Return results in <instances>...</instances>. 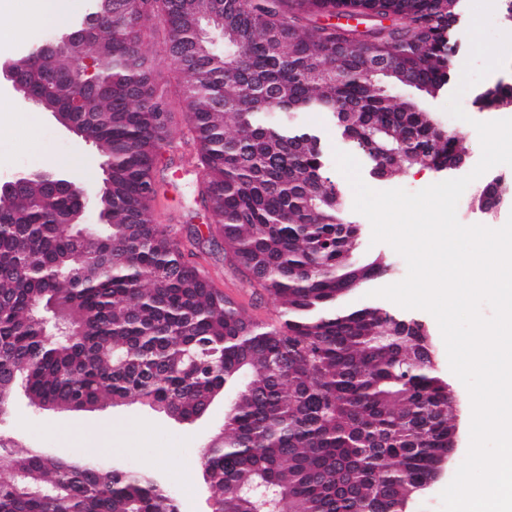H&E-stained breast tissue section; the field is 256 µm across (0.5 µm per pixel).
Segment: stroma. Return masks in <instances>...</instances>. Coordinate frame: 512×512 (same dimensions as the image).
Returning a JSON list of instances; mask_svg holds the SVG:
<instances>
[{"mask_svg": "<svg viewBox=\"0 0 512 512\" xmlns=\"http://www.w3.org/2000/svg\"><path fill=\"white\" fill-rule=\"evenodd\" d=\"M471 19V0H460L457 20L452 26L456 54L452 59L450 79L441 91L428 96L407 86L393 90L397 97L413 99L422 110L430 112L439 127L456 132L462 138L469 152L466 166L442 173L415 166L378 179L371 173V162L363 157L359 160L360 175L371 189L402 188L417 192L431 184L469 174L481 157L475 122L512 118V105L484 111L474 105L476 96L487 88L499 83L512 84V63L492 71L462 96L466 120L454 119L444 109L460 82L470 54L468 29ZM20 23L27 28L25 43L41 41L43 35H54L57 29L56 23L31 16L26 0H0V27L8 29ZM25 43L0 45V62L23 55ZM148 50L157 58L161 75L167 82L173 116L172 142L164 146L161 155L157 222L170 230L182 251L195 253L197 262L208 270L218 289L242 296L247 315L262 323H279L281 313L277 302L267 295L242 294L240 272L225 261L222 240L212 238L207 231L205 212L198 195L201 172L196 166L179 160L180 155L192 153L194 147L186 135L175 80L176 64L165 53L163 31H156ZM291 119L299 126L316 131L320 137L327 171L341 193L344 218L360 227L355 259L367 262L382 258L391 265L389 275L382 280L383 285L401 281L407 274L405 260L388 244L372 243L371 224L365 216L354 211L353 188L336 168L335 151L354 153L353 144L338 133L328 113L297 112ZM102 164L103 158L92 143L64 132L51 114L33 107L22 112H0V177L21 169L52 168L67 172L77 181L98 186L104 178ZM495 176L512 181V167L495 166L469 184L457 209L460 223L484 225L491 221L501 226L512 216V204H508L498 210L494 219H487L473 201L477 190ZM411 315L425 325L433 348L435 371L451 384L459 401V443L452 459L453 467L411 506V512H441L440 494L452 481L455 466L462 463L469 448L471 401L465 386L449 369L446 348L434 317L418 309L412 310ZM224 411L225 402L219 398L202 417L180 424L138 402L119 406L108 404L87 412L55 413L30 407L25 396L19 393L0 411V439L13 442L19 448H39L64 457L87 455L123 468L152 466L157 478L174 493L180 512H212L210 493L201 476V457L210 435L223 428ZM186 472L191 475V487L183 494L178 492L177 482Z\"/></svg>", "mask_w": 512, "mask_h": 512, "instance_id": "35a3bbf8", "label": "stroma"}]
</instances>
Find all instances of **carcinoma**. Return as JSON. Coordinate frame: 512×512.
<instances>
[{
	"instance_id": "cac0c4a2",
	"label": "carcinoma",
	"mask_w": 512,
	"mask_h": 512,
	"mask_svg": "<svg viewBox=\"0 0 512 512\" xmlns=\"http://www.w3.org/2000/svg\"><path fill=\"white\" fill-rule=\"evenodd\" d=\"M458 0H112L91 2L82 39L28 51L15 78L42 112L78 122L112 160L100 224L39 177L0 201V397L82 412L139 400L192 422L232 394L224 430L202 454L214 512H395L433 479L455 427L448 382L415 319L346 297L382 277L383 260L348 259L344 221L318 137L293 112L331 114L341 133L442 172L465 151L410 99L448 81ZM386 18L361 36L316 17ZM178 65L180 106L210 226L224 254L281 308L265 325L184 260L155 223L160 150L171 112L143 46L156 27ZM223 49L214 47V35ZM402 70L369 74L370 56ZM97 67L77 112L73 57ZM0 512H179L151 472L8 449Z\"/></svg>"
}]
</instances>
